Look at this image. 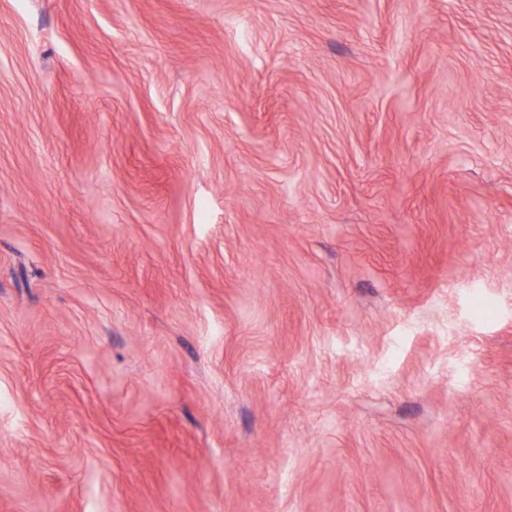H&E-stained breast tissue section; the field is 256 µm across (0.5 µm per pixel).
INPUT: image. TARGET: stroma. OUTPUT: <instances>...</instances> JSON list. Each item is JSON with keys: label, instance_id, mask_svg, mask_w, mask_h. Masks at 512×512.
Returning <instances> with one entry per match:
<instances>
[{"label": "stroma", "instance_id": "1", "mask_svg": "<svg viewBox=\"0 0 512 512\" xmlns=\"http://www.w3.org/2000/svg\"><path fill=\"white\" fill-rule=\"evenodd\" d=\"M0 512H512V0H0Z\"/></svg>", "mask_w": 512, "mask_h": 512}]
</instances>
